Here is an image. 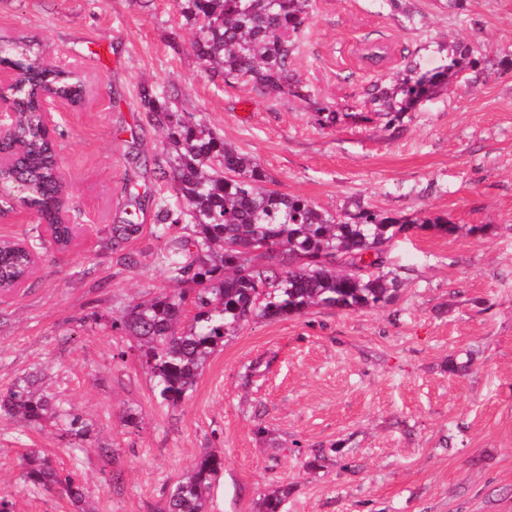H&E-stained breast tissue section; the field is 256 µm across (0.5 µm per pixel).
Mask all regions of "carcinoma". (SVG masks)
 I'll list each match as a JSON object with an SVG mask.
<instances>
[{
  "mask_svg": "<svg viewBox=\"0 0 512 512\" xmlns=\"http://www.w3.org/2000/svg\"><path fill=\"white\" fill-rule=\"evenodd\" d=\"M176 6L197 26L194 49L203 67L226 78H246L269 94L307 98L289 67L313 0H176ZM31 43L27 36L0 43V64L19 66L28 75L27 94L18 103L25 147L3 176L24 185L26 196L41 205L52 238L65 246L71 228L59 223L49 208L61 203L64 184L55 141L41 129L40 97L51 86L78 101L81 84L46 68ZM472 54L459 45L431 72L421 71L411 60L397 84L372 85L365 104L389 113L410 112L451 80L461 61L469 58L477 64ZM142 102L148 111L163 114L170 146L164 160L154 161L160 169L169 168L175 193V203L158 213L161 234L176 228L185 215L192 228L159 255L175 288L129 305L112 321V329L132 340L160 402L176 406L188 398L224 338L256 318L299 315L312 306L379 307L393 300L398 279L382 272L383 246L404 231L398 219L365 211L347 222L300 196L271 190L257 163L204 124L179 118L165 92L154 95L146 90ZM261 247L267 253H288V269L279 272L255 263L252 254ZM30 273L31 261L22 249L0 250L5 287H17ZM185 284L197 286L195 313L189 320ZM0 412L29 426L59 417L76 437L87 430L80 414L54 408L29 376L17 379L0 399ZM223 465L219 453L202 454L171 491L167 512H209L210 492ZM25 481L43 489L59 488L76 506L85 500L72 475L61 474L50 458L35 452L25 457ZM287 497L286 489L265 496L259 512H282Z\"/></svg>",
  "mask_w": 512,
  "mask_h": 512,
  "instance_id": "cac0c4a2",
  "label": "carcinoma"
}]
</instances>
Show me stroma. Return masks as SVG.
<instances>
[{"label":"stroma","mask_w":512,"mask_h":512,"mask_svg":"<svg viewBox=\"0 0 512 512\" xmlns=\"http://www.w3.org/2000/svg\"><path fill=\"white\" fill-rule=\"evenodd\" d=\"M19 34L87 95L54 115L72 243L59 248L33 215H0V240L38 252L28 282L0 299V392L35 377L91 430L77 442L58 420L0 415V497L14 512H78L25 482L32 451L76 472L94 512H165L208 448L224 456L211 512H258L277 487L284 512H512V0H316L291 63L306 101L203 69L174 0H0V40ZM371 42L386 50L375 69ZM458 43L481 46L478 65L414 111L364 105L371 80L392 84L409 59L434 68ZM147 89L254 158L270 189L345 218L410 221L385 246L396 299L253 320L187 399L160 403L112 329L169 286L157 213L174 197ZM341 105L350 115L318 124L317 108ZM131 215L138 233L114 240ZM129 409L138 425L124 423ZM317 454L323 468L309 469Z\"/></svg>","instance_id":"stroma-1"}]
</instances>
